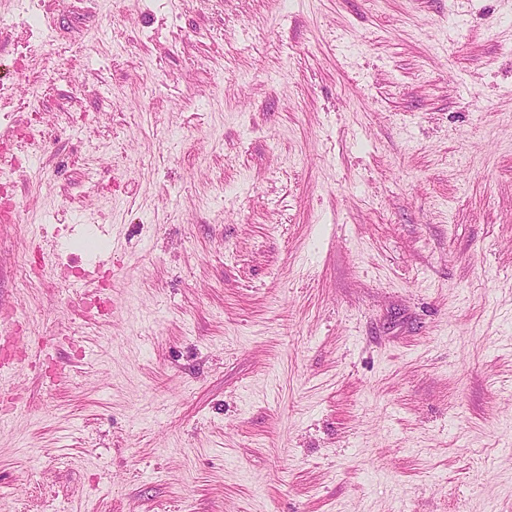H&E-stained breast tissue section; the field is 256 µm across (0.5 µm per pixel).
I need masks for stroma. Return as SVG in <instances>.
<instances>
[{
	"label": "stroma",
	"instance_id": "1",
	"mask_svg": "<svg viewBox=\"0 0 512 512\" xmlns=\"http://www.w3.org/2000/svg\"><path fill=\"white\" fill-rule=\"evenodd\" d=\"M26 2L0 512H512V0ZM111 234L107 225L99 224L97 232L87 240V254L93 260H97V266L112 264V250L108 245V238Z\"/></svg>",
	"mask_w": 512,
	"mask_h": 512
}]
</instances>
